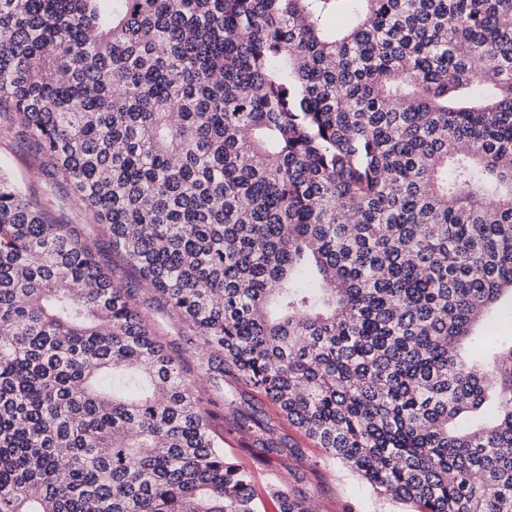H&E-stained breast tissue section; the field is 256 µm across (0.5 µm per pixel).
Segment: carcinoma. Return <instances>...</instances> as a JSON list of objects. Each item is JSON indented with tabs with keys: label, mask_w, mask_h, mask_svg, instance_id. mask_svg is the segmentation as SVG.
<instances>
[{
	"label": "carcinoma",
	"mask_w": 512,
	"mask_h": 512,
	"mask_svg": "<svg viewBox=\"0 0 512 512\" xmlns=\"http://www.w3.org/2000/svg\"><path fill=\"white\" fill-rule=\"evenodd\" d=\"M2 111L201 372L0 173V512H260L226 373L409 512H512V0H0Z\"/></svg>",
	"instance_id": "carcinoma-1"
}]
</instances>
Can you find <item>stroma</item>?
I'll return each mask as SVG.
<instances>
[{
	"label": "stroma",
	"mask_w": 512,
	"mask_h": 512,
	"mask_svg": "<svg viewBox=\"0 0 512 512\" xmlns=\"http://www.w3.org/2000/svg\"><path fill=\"white\" fill-rule=\"evenodd\" d=\"M42 162L38 144L12 128L9 113L0 112V169L26 192L36 195L54 218L74 225L82 237L92 241L100 264L115 271L123 285L134 291L139 311L150 319L169 352L180 361L184 374L195 373L197 359L185 345L189 334L186 323L157 293L142 285L135 269L113 249L110 235L92 222L72 188L62 180L51 182ZM205 392L219 404L226 393H233L239 408L272 421L279 437L294 448V455L288 458L260 462V449L237 429L232 415L217 419L218 428L224 431L225 454L250 471L258 492L279 481L317 504L319 512H403V504L376 496L356 474L338 462L326 460L321 450L283 420L262 394L230 378L221 388L209 386Z\"/></svg>",
	"instance_id": "obj_1"
}]
</instances>
